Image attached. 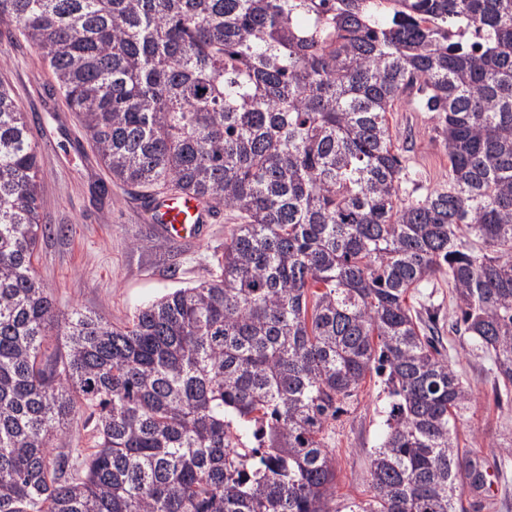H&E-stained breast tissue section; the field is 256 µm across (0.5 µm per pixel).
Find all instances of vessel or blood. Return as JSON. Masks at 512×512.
Masks as SVG:
<instances>
[{"mask_svg":"<svg viewBox=\"0 0 512 512\" xmlns=\"http://www.w3.org/2000/svg\"><path fill=\"white\" fill-rule=\"evenodd\" d=\"M143 213L157 232L173 244L203 240L212 218L210 210L191 194L158 195L147 202Z\"/></svg>","mask_w":512,"mask_h":512,"instance_id":"obj_1","label":"vessel or blood"}]
</instances>
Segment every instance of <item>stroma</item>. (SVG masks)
Masks as SVG:
<instances>
[{
    "label": "stroma",
    "instance_id": "35a3bbf8",
    "mask_svg": "<svg viewBox=\"0 0 512 512\" xmlns=\"http://www.w3.org/2000/svg\"><path fill=\"white\" fill-rule=\"evenodd\" d=\"M0 79L22 103L39 147L42 221L66 228L63 235L41 240L34 261L59 310L80 307L120 325L157 296L214 276L213 256L224 250L232 213L218 214L204 241L162 251L133 249L135 239L155 230L137 207L138 195L116 185L108 195L94 193V185L109 175L40 53L9 23L0 24ZM388 119L408 176L418 186L416 194L424 196L448 171L442 135L427 112L401 107ZM407 304L435 322L441 352L471 392L457 433L485 482L465 486L466 512H512V389L498 385L484 355L449 333L454 304L447 277L411 290ZM388 402L383 378L368 376L332 423L336 494L330 512H347L351 501L369 498L370 455L383 436Z\"/></svg>",
    "mask_w": 512,
    "mask_h": 512
}]
</instances>
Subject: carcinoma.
Here are the masks:
<instances>
[{
	"mask_svg": "<svg viewBox=\"0 0 512 512\" xmlns=\"http://www.w3.org/2000/svg\"><path fill=\"white\" fill-rule=\"evenodd\" d=\"M121 186L238 213L218 273L122 325L37 278L38 145L0 81V512H329L368 375L386 431L349 512H458L470 401L407 306L446 274L512 386V0H0ZM448 176L405 198L387 114ZM78 409L95 446L54 454ZM433 115V112H416L408 107H400L388 115L394 143L410 178L406 188L413 199L441 184L448 173V155L440 130L431 119ZM413 183L419 188L412 193Z\"/></svg>",
	"mask_w": 512,
	"mask_h": 512,
	"instance_id": "1",
	"label": "carcinoma"
}]
</instances>
